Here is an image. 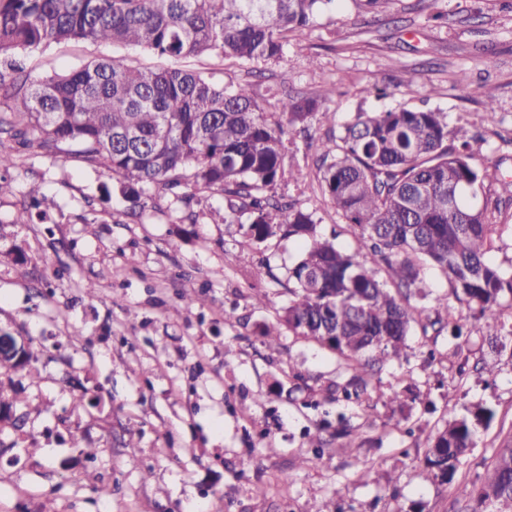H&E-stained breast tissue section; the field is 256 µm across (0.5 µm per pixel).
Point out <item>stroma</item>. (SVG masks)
<instances>
[{
	"instance_id": "stroma-1",
	"label": "stroma",
	"mask_w": 512,
	"mask_h": 512,
	"mask_svg": "<svg viewBox=\"0 0 512 512\" xmlns=\"http://www.w3.org/2000/svg\"><path fill=\"white\" fill-rule=\"evenodd\" d=\"M112 54L164 63L90 42L23 59L31 78L45 79ZM183 64L250 86L266 106L282 90L311 96L335 86L329 107L340 122L388 107L445 111L449 125L487 138L483 164L501 172L487 182L489 196L512 197V0H390L374 16L360 0H338L289 34L279 62L203 54ZM373 84L391 97L366 95ZM24 159L10 172L12 194L0 197V330L32 339L40 376L0 378L28 415L20 432L0 422V512H470L453 488L426 479L424 458L437 431L479 405L494 417L456 481L480 486L498 448L512 442V300L502 299L496 323L466 314L456 333L414 331L400 358L375 364L366 406L343 398L354 372L336 352L288 330L272 351L260 334L291 299L294 242L252 243L225 223L224 199L211 192L198 195L197 223L167 208L132 219L135 202L105 192L104 173L58 155ZM285 164L304 178L281 182L278 194L355 249L302 137L288 143ZM36 179L58 206L46 220L15 223ZM116 210L124 223H114ZM249 252L261 270L241 263ZM191 292L208 303L186 305ZM76 326L83 336H72ZM488 355L497 363L490 379L479 371ZM85 392L99 404L73 411ZM103 484L110 499L96 494Z\"/></svg>"
}]
</instances>
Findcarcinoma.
Segmentation results:
<instances>
[{"label":"carcinoma","instance_id":"1","mask_svg":"<svg viewBox=\"0 0 512 512\" xmlns=\"http://www.w3.org/2000/svg\"><path fill=\"white\" fill-rule=\"evenodd\" d=\"M336 7V0H0V171L17 167L14 146L63 156L103 170L141 210L169 205L179 222L194 224L196 192L224 196V223L248 214L244 234L256 243L294 240L302 255L290 269L295 288L284 314L263 329L268 348L281 326L340 355L357 375L345 396L368 394L361 375L371 362L399 355L418 323L410 298L428 263L448 280L453 299L487 321L500 319L512 276L488 253L512 198L486 197L487 170L476 160L487 140L462 127L448 129V113L393 108L358 112L340 133L316 144L323 195L349 224L351 252L319 230L314 212L276 194L285 175V136L318 122L336 125L328 107L335 90L285 94L266 112L247 85L227 88L178 61L212 54L241 62L283 58L288 33ZM87 41L134 46L176 62L136 66L105 56L64 75L34 81L15 58L51 43ZM54 197L31 183L23 210L47 214ZM387 279H382L381 273ZM422 333L456 326V307ZM37 356H0V368L29 369ZM494 410L477 406L437 432L424 459L426 477L455 484L474 502L512 512V447L498 450L477 489L454 483L461 459L476 444Z\"/></svg>","mask_w":512,"mask_h":512}]
</instances>
